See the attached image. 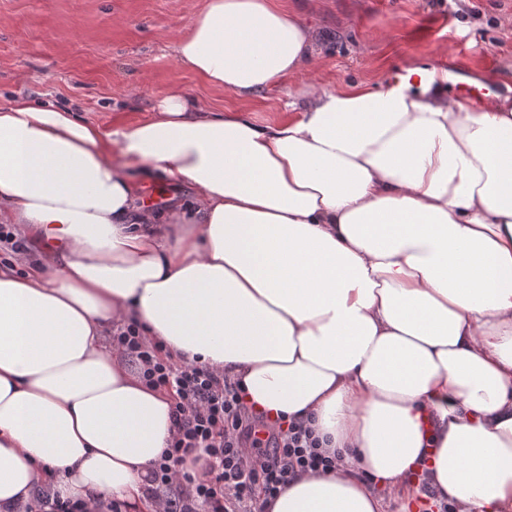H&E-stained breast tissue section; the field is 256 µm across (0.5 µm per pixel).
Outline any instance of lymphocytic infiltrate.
<instances>
[{"label": "lymphocytic infiltrate", "instance_id": "obj_1", "mask_svg": "<svg viewBox=\"0 0 512 512\" xmlns=\"http://www.w3.org/2000/svg\"><path fill=\"white\" fill-rule=\"evenodd\" d=\"M113 341L132 358L146 384L175 398L173 437L151 468L146 490L161 512H264L297 475L335 470L311 426L270 425L248 409L242 387L207 366L175 367L161 346L128 324Z\"/></svg>", "mask_w": 512, "mask_h": 512}]
</instances>
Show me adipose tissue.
I'll use <instances>...</instances> for the list:
<instances>
[{"label": "adipose tissue", "mask_w": 512, "mask_h": 512, "mask_svg": "<svg viewBox=\"0 0 512 512\" xmlns=\"http://www.w3.org/2000/svg\"><path fill=\"white\" fill-rule=\"evenodd\" d=\"M314 39L278 0H206L174 50L245 101ZM447 81L309 84L263 127L182 93L108 132L0 107V220L51 257L0 264V512L38 486L158 512L173 398L107 344L120 321L338 456L265 512H380L372 484L412 502L414 472L456 512H512V100ZM136 169L190 201L154 211Z\"/></svg>", "instance_id": "adipose-tissue-1"}]
</instances>
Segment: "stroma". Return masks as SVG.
Here are the masks:
<instances>
[{"label":"stroma","instance_id":"35a3bbf8","mask_svg":"<svg viewBox=\"0 0 512 512\" xmlns=\"http://www.w3.org/2000/svg\"><path fill=\"white\" fill-rule=\"evenodd\" d=\"M206 0H0V106L51 102L100 129L131 126L183 91L213 111L245 108L257 125L288 116L301 86L378 85L412 63L448 74V90L512 91V0H286L313 28L307 67L251 101L204 83L174 44Z\"/></svg>","mask_w":512,"mask_h":512}]
</instances>
